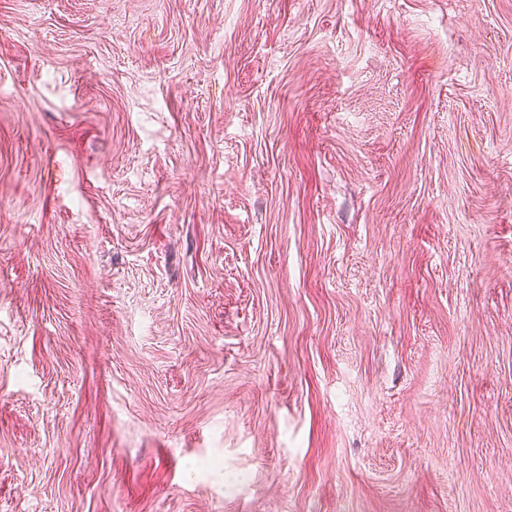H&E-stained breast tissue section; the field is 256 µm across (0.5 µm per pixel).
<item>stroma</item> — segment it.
<instances>
[{"label": "stroma", "mask_w": 512, "mask_h": 512, "mask_svg": "<svg viewBox=\"0 0 512 512\" xmlns=\"http://www.w3.org/2000/svg\"><path fill=\"white\" fill-rule=\"evenodd\" d=\"M0 512H512V0H0Z\"/></svg>", "instance_id": "1"}]
</instances>
